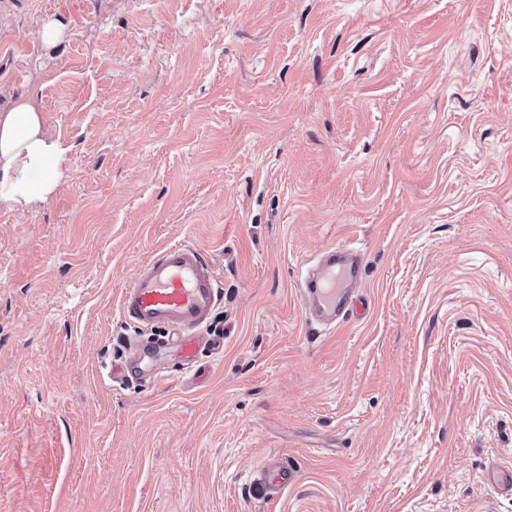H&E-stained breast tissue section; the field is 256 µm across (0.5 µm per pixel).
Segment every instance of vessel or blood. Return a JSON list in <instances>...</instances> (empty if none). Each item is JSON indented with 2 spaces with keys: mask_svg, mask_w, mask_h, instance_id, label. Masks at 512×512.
I'll return each mask as SVG.
<instances>
[{
  "mask_svg": "<svg viewBox=\"0 0 512 512\" xmlns=\"http://www.w3.org/2000/svg\"><path fill=\"white\" fill-rule=\"evenodd\" d=\"M360 256L338 245L322 264L308 271L300 286L309 320L336 330L351 316L363 315L366 303L357 297ZM223 281L214 262L199 248L171 244L140 264L121 295L122 319L139 330H160L164 337L154 354L176 350L186 364L196 362L202 333L222 300ZM267 491L281 493L293 480L286 462L273 461L262 470Z\"/></svg>",
  "mask_w": 512,
  "mask_h": 512,
  "instance_id": "vessel-or-blood-1",
  "label": "vessel or blood"
}]
</instances>
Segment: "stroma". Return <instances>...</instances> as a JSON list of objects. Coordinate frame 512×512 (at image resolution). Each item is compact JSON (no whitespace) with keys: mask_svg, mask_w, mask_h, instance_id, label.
I'll use <instances>...</instances> for the list:
<instances>
[{"mask_svg":"<svg viewBox=\"0 0 512 512\" xmlns=\"http://www.w3.org/2000/svg\"><path fill=\"white\" fill-rule=\"evenodd\" d=\"M28 92L68 153L0 198V512H512V0H0ZM174 242L224 355L109 387ZM333 245L368 308L330 333L298 282ZM263 483L267 491L280 494L293 481V470L284 461H271L262 470Z\"/></svg>","mask_w":512,"mask_h":512,"instance_id":"35a3bbf8","label":"stroma"}]
</instances>
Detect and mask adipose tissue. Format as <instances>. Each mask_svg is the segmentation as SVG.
<instances>
[{
	"label": "adipose tissue",
	"instance_id": "adipose-tissue-1",
	"mask_svg": "<svg viewBox=\"0 0 512 512\" xmlns=\"http://www.w3.org/2000/svg\"><path fill=\"white\" fill-rule=\"evenodd\" d=\"M67 150L47 136L32 96L15 100L0 111V196L30 204L58 184Z\"/></svg>",
	"mask_w": 512,
	"mask_h": 512
}]
</instances>
